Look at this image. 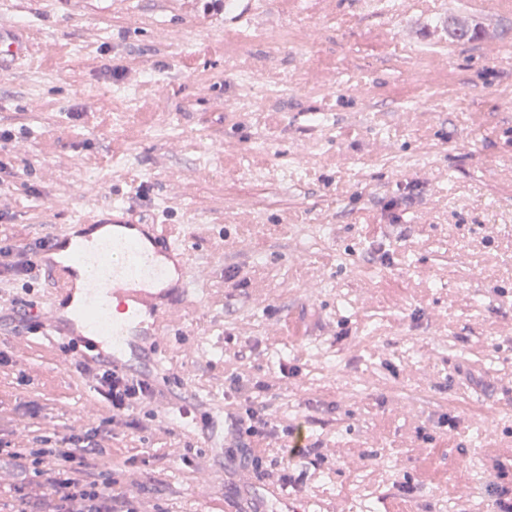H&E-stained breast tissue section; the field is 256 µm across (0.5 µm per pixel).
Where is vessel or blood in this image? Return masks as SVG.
<instances>
[{
    "instance_id": "obj_1",
    "label": "vessel or blood",
    "mask_w": 512,
    "mask_h": 512,
    "mask_svg": "<svg viewBox=\"0 0 512 512\" xmlns=\"http://www.w3.org/2000/svg\"><path fill=\"white\" fill-rule=\"evenodd\" d=\"M28 53V38L0 25V63ZM38 260L56 283L48 330L130 370L148 359L150 321L163 313L164 300L195 286L184 250L160 225L134 220L95 218L59 232Z\"/></svg>"
}]
</instances>
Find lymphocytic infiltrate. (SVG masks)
Masks as SVG:
<instances>
[{"label":"lymphocytic infiltrate","mask_w":512,"mask_h":512,"mask_svg":"<svg viewBox=\"0 0 512 512\" xmlns=\"http://www.w3.org/2000/svg\"><path fill=\"white\" fill-rule=\"evenodd\" d=\"M45 246L41 240L24 251L1 238L0 276L41 278L43 268L37 254ZM78 368L93 376L100 395L112 406L113 417L132 416L154 402L157 393L154 377L117 370L102 358L93 363H79ZM230 389L245 398L230 415L236 438L259 439L268 435L273 427L272 419L263 406L249 397L250 391H263V383L258 381L249 386L236 377L231 380ZM98 435V429L88 428L44 448L0 444V456L24 460L32 484L41 490L36 502L40 512H137L130 494L114 491L111 473L88 472V459L104 453Z\"/></svg>","instance_id":"obj_1"}]
</instances>
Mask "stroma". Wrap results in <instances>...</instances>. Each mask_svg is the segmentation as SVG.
<instances>
[{"instance_id": "35a3bbf8", "label": "stroma", "mask_w": 512, "mask_h": 512, "mask_svg": "<svg viewBox=\"0 0 512 512\" xmlns=\"http://www.w3.org/2000/svg\"><path fill=\"white\" fill-rule=\"evenodd\" d=\"M496 0H0V238L164 225L207 277L113 427L62 338L0 318V441L100 427L144 512H279L231 376L295 440L294 512H490L512 488V14ZM465 22L469 42L454 38ZM495 28L500 44L487 50ZM201 451L204 466L184 461ZM29 54V40L10 27L0 23V74L5 58L26 57Z\"/></svg>"}]
</instances>
